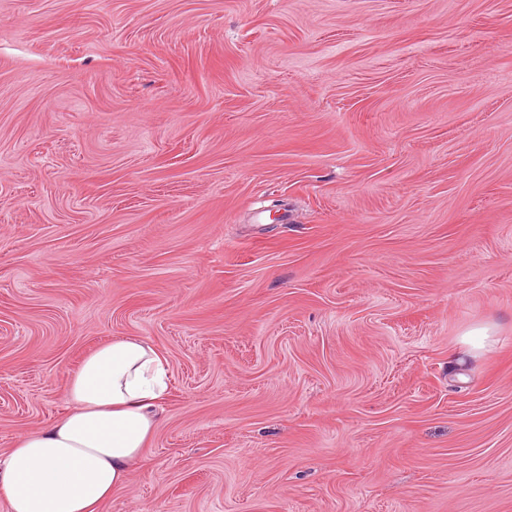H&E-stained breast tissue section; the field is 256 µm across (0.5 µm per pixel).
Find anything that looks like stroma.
<instances>
[{
	"mask_svg": "<svg viewBox=\"0 0 512 512\" xmlns=\"http://www.w3.org/2000/svg\"><path fill=\"white\" fill-rule=\"evenodd\" d=\"M115 336L102 512H512V0H0V456ZM493 327L483 325L464 332L459 340L463 352L470 358L477 360L481 354L491 345Z\"/></svg>",
	"mask_w": 512,
	"mask_h": 512,
	"instance_id": "35a3bbf8",
	"label": "stroma"
}]
</instances>
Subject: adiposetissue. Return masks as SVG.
<instances>
[{
    "mask_svg": "<svg viewBox=\"0 0 512 512\" xmlns=\"http://www.w3.org/2000/svg\"><path fill=\"white\" fill-rule=\"evenodd\" d=\"M167 388L168 362L144 339L94 349L68 378V411L0 458L10 512H99L142 461Z\"/></svg>",
    "mask_w": 512,
    "mask_h": 512,
    "instance_id": "ef3b65f1",
    "label": "adipose tissue"
}]
</instances>
